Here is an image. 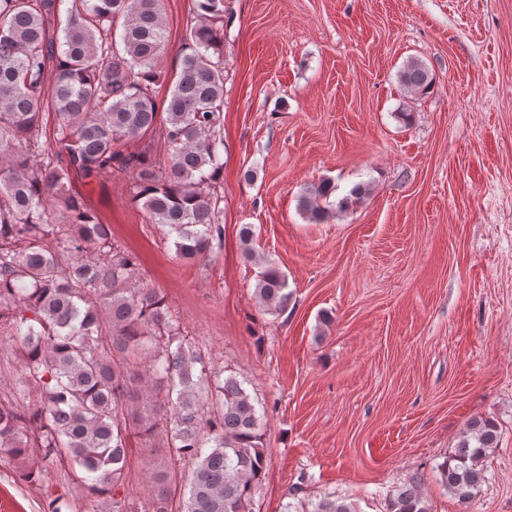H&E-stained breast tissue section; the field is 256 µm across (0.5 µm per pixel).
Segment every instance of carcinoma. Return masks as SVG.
I'll return each instance as SVG.
<instances>
[{"mask_svg": "<svg viewBox=\"0 0 512 512\" xmlns=\"http://www.w3.org/2000/svg\"><path fill=\"white\" fill-rule=\"evenodd\" d=\"M179 73L164 111L154 100L167 46L164 0H0V325L20 345L16 393L0 399V453L19 480L39 483L53 469L103 512H137L121 495L128 428L166 445L193 473L181 512H252L265 474V412L236 372L208 369L154 288L140 285L139 256L74 190L72 176L132 175L130 202L172 241L175 255L205 259L222 247L224 170V0H193ZM410 94L431 83L424 63L399 71ZM58 116L55 148L40 143L45 99ZM169 151L168 170L147 134ZM330 180L305 188L298 208L321 224L369 191L354 186L330 201ZM254 294L268 314L288 309L292 292L274 263L249 248ZM497 425L473 419L439 466L459 502H473L483 462L497 448ZM412 477L390 496L389 512H431ZM155 512L168 500L169 474H149ZM311 512H357L323 498Z\"/></svg>", "mask_w": 512, "mask_h": 512, "instance_id": "obj_1", "label": "carcinoma"}]
</instances>
